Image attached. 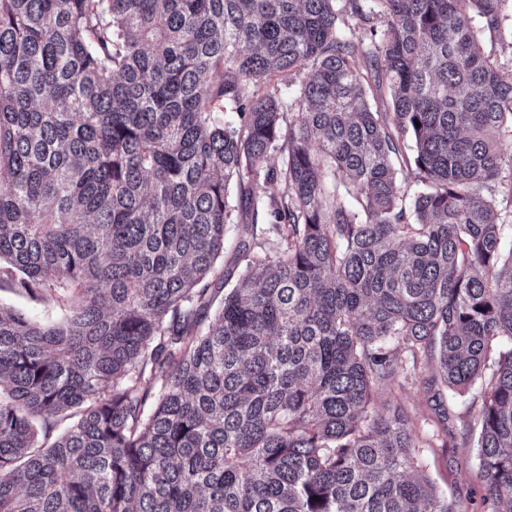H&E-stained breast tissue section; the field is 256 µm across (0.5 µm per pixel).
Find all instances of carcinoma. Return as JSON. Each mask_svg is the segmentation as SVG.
Returning <instances> with one entry per match:
<instances>
[{
	"instance_id": "cac0c4a2",
	"label": "carcinoma",
	"mask_w": 512,
	"mask_h": 512,
	"mask_svg": "<svg viewBox=\"0 0 512 512\" xmlns=\"http://www.w3.org/2000/svg\"><path fill=\"white\" fill-rule=\"evenodd\" d=\"M510 19L0 0V288L67 308H0V512H462L375 405L421 366L484 381L463 417L429 401L512 512V69L481 40Z\"/></svg>"
}]
</instances>
